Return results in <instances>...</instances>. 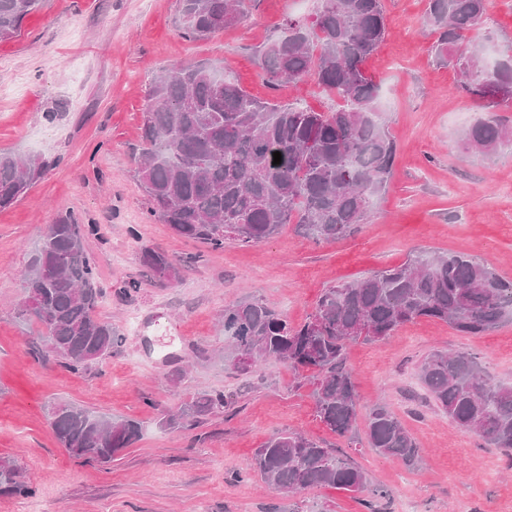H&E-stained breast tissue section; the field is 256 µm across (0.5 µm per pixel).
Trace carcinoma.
<instances>
[{
	"instance_id": "obj_1",
	"label": "carcinoma",
	"mask_w": 512,
	"mask_h": 512,
	"mask_svg": "<svg viewBox=\"0 0 512 512\" xmlns=\"http://www.w3.org/2000/svg\"><path fill=\"white\" fill-rule=\"evenodd\" d=\"M488 0H428L426 18L439 33L436 56L452 57L463 89L479 99L512 94V46L491 64L469 46ZM254 0H180L177 29L197 41L233 27ZM43 0H0V41L17 37ZM382 0H317L314 19L288 20V34L265 43L258 64L269 84L314 81L342 104L314 112L297 103L260 102L206 63H174L153 78L143 112L134 177L148 214L181 238L211 249L224 242L256 244L294 224L315 242L355 233L373 198L392 175L395 142L382 123L377 87L363 69L384 40ZM468 144L492 157L512 147V129L491 116L472 126ZM280 152L281 163L273 164ZM40 157L0 153V209L11 206L40 176ZM92 224L61 216L46 225L22 274L28 319L44 328L48 355L83 373L122 343L97 316L104 292L85 248ZM141 262L164 284L180 279L166 254L145 250ZM422 318L482 336L512 320V283L485 261L420 253L402 264L322 290L297 326L253 298L224 307V368L247 374L262 361L288 364L296 387L308 386L317 416L334 434L352 433L360 414L346 351L355 342L383 341ZM423 388L456 425L512 456V385L496 381L467 351L435 350L419 366ZM224 392L202 391L162 418L170 429L197 425L224 410ZM368 447L416 469L423 449L384 403L366 412ZM56 439L69 456L107 464L139 440V421L95 415L81 406L50 408ZM247 470L284 495L333 488L358 495L365 512H381L383 492L348 457L288 431L256 449ZM35 487L16 464L0 461V494L31 495Z\"/></svg>"
}]
</instances>
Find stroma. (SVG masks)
<instances>
[{
    "label": "stroma",
    "mask_w": 512,
    "mask_h": 512,
    "mask_svg": "<svg viewBox=\"0 0 512 512\" xmlns=\"http://www.w3.org/2000/svg\"><path fill=\"white\" fill-rule=\"evenodd\" d=\"M383 5L385 38L364 69L396 142L394 174L359 231L327 243L287 224L257 244L210 249L147 219L132 173L149 84L173 62L209 61L263 101L335 108L314 81L269 85L255 56L289 19L311 18L314 0H257L237 26L200 41L179 35V0H44L19 36L0 42V152L50 161L0 210V458L36 487L27 497L0 495V512H362L336 489L286 497L244 474L255 448L292 430L365 470L387 493L385 512H512V459L425 404L418 379L422 359L443 349L479 354L496 381L512 384V323L464 336L424 318L385 341L349 346L361 405L385 403L425 448L414 470L360 445L365 419L354 435L331 433L286 363L236 375L220 357L226 305L255 297L298 324L323 288L415 253L477 257L512 281V150L487 158L463 141L492 115L512 128V98L489 103L462 90L458 68L435 56L428 0ZM477 41L498 51L512 42V0H488ZM69 213L98 228L87 240L106 291L97 314L123 338L79 374L41 358L39 326L19 317L20 273L45 225ZM146 249L175 260L177 283L153 278L140 259ZM132 281L137 291L125 293ZM205 390L224 392V412L187 431L160 426L163 414ZM53 401L137 419L142 437L111 464L81 462L54 435Z\"/></svg>",
    "instance_id": "35a3bbf8"
}]
</instances>
